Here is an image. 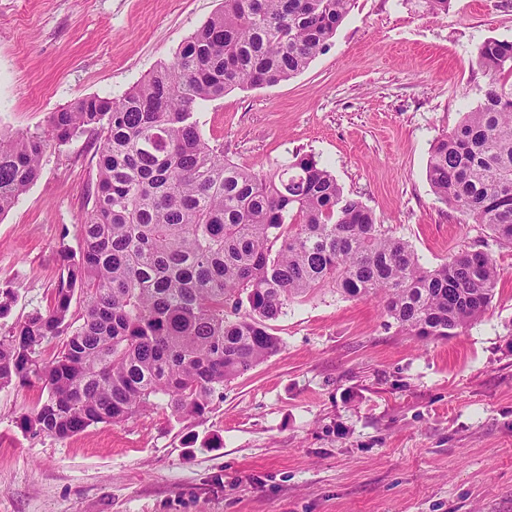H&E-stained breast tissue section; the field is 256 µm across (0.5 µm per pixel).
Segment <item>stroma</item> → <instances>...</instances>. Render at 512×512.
<instances>
[{"label":"stroma","mask_w":512,"mask_h":512,"mask_svg":"<svg viewBox=\"0 0 512 512\" xmlns=\"http://www.w3.org/2000/svg\"><path fill=\"white\" fill-rule=\"evenodd\" d=\"M223 0H0V133H44L75 99L117 97ZM512 40V0H354L330 46L273 88L206 103L225 158L273 170L295 152L436 267L487 245L500 270L485 315L421 339L375 298L325 289L273 323L281 349L202 416L157 407L59 439L22 426L38 387L0 389V512H512V248L439 203L430 147L477 106L475 65ZM96 144H51L0 216V334L51 304L92 207Z\"/></svg>","instance_id":"35a3bbf8"}]
</instances>
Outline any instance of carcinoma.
Segmentation results:
<instances>
[{
  "instance_id": "carcinoma-1",
  "label": "carcinoma",
  "mask_w": 512,
  "mask_h": 512,
  "mask_svg": "<svg viewBox=\"0 0 512 512\" xmlns=\"http://www.w3.org/2000/svg\"><path fill=\"white\" fill-rule=\"evenodd\" d=\"M352 2L224 0L173 61L120 97L74 100L46 135L0 134V215L38 178L50 142L97 140L79 252L65 254L51 305L0 336V388L47 392L26 429L67 438L160 398L173 417L202 415L280 350L269 322L324 288L380 299L387 318L423 339L483 317L500 281L488 252L461 249L425 268L315 156L255 170L202 137V104L301 73ZM476 66L482 101L435 140L427 178L438 202L512 246V41H485Z\"/></svg>"
}]
</instances>
